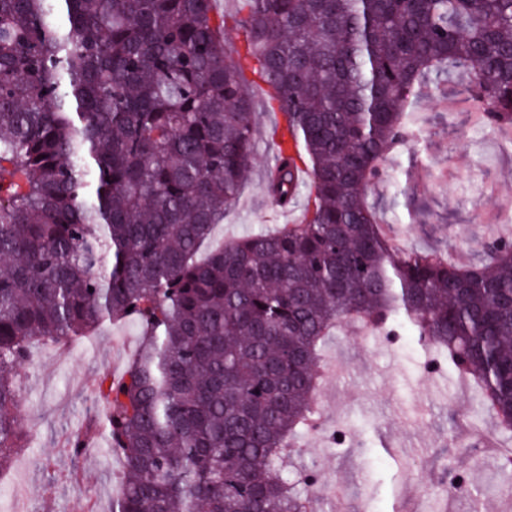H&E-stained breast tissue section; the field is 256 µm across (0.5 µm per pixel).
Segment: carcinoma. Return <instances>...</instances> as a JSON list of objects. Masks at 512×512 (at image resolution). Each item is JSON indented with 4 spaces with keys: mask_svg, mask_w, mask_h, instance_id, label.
<instances>
[{
    "mask_svg": "<svg viewBox=\"0 0 512 512\" xmlns=\"http://www.w3.org/2000/svg\"><path fill=\"white\" fill-rule=\"evenodd\" d=\"M216 2L0 0V470L32 343L128 317L138 354L99 386L112 512H300L344 325L416 337L512 435V241L479 265L395 255L368 202L430 74L465 69L512 130V0H237L242 50ZM250 61L289 135L266 193L307 206L200 262L254 152Z\"/></svg>",
    "mask_w": 512,
    "mask_h": 512,
    "instance_id": "1",
    "label": "carcinoma"
}]
</instances>
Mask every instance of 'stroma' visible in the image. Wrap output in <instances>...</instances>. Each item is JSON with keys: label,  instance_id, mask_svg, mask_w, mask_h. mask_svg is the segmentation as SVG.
Wrapping results in <instances>:
<instances>
[{"label": "stroma", "instance_id": "35a3bbf8", "mask_svg": "<svg viewBox=\"0 0 512 512\" xmlns=\"http://www.w3.org/2000/svg\"><path fill=\"white\" fill-rule=\"evenodd\" d=\"M463 81L453 74L419 96L413 135L382 162L385 176L369 198L404 251L475 264L486 242L512 239V221L489 220L512 213V150L471 130ZM248 90L255 150L239 199L207 243L211 249L296 223L307 204L301 197L283 210L266 195L267 131L275 115L259 86ZM139 346L131 319L64 346L33 345L17 416L30 443L16 454L23 472L0 474V512H75L83 492L93 512H112L122 463L104 446L96 386L102 376L123 375ZM324 354L341 370L323 380L320 425L301 450L318 480L341 488L342 512H512V493L499 480L491 449L499 440L494 418L474 419L469 386L435 364L415 337H340ZM77 434L91 436L98 451L73 456L66 443ZM449 479L480 488L481 505L468 494L443 492Z\"/></svg>", "mask_w": 512, "mask_h": 512}]
</instances>
